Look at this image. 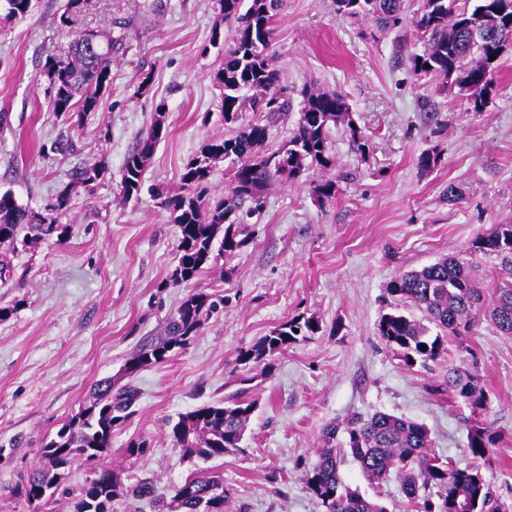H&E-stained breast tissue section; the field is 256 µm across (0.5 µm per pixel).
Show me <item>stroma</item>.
Masks as SVG:
<instances>
[{
	"instance_id": "35a3bbf8",
	"label": "stroma",
	"mask_w": 512,
	"mask_h": 512,
	"mask_svg": "<svg viewBox=\"0 0 512 512\" xmlns=\"http://www.w3.org/2000/svg\"><path fill=\"white\" fill-rule=\"evenodd\" d=\"M26 17L0 26V191L33 209L52 201L73 172L102 163L93 190L73 188L60 217L66 228L19 250L0 276V512H72L91 476L82 461L66 472L54 502L32 507L12 489L40 461V450L76 414L96 381L118 377L141 340L160 333L190 293L226 297L191 344L133 377V415L112 435L118 483L114 512H154L127 497L141 480L163 489L207 470L224 479L230 512H323L304 474L325 427L354 414L385 412L424 423L435 452L480 469L494 495L512 502V336L479 318L467 350L449 346L430 368L403 365L377 334L387 283L446 255H468L484 287L496 286L500 260L468 254L479 234L512 224V50L499 62L490 103L470 112L456 90L410 71L422 40L405 0L401 21L383 29L336 12L334 0H283L270 48L290 89L314 84L345 95L370 140L354 149L343 126L330 129L335 200L319 203L308 184L267 190L256 239L190 283L173 286L177 227L149 194H119L127 153L156 108L169 134L144 172L146 184L178 191L184 164L209 139L227 135L213 76L230 34L214 0H88L75 27L61 21L68 0H34ZM124 39L112 85L98 112L71 128L46 104V58H67L74 29ZM147 89H140V82ZM431 108H423V101ZM71 139L73 151H57ZM437 149L433 171L419 156ZM456 185L459 203L444 191ZM315 318L320 329L258 364L238 354L274 327ZM476 375L487 405L436 394L449 369ZM246 392L257 408L238 450L202 460L168 432L180 414ZM495 438L472 457V426ZM149 438L139 456L127 443ZM344 482L379 498L388 512H410L397 480L370 483L345 460Z\"/></svg>"
}]
</instances>
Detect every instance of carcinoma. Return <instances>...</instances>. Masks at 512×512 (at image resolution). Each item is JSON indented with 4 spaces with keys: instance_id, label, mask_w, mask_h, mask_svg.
I'll return each instance as SVG.
<instances>
[{
    "instance_id": "1",
    "label": "carcinoma",
    "mask_w": 512,
    "mask_h": 512,
    "mask_svg": "<svg viewBox=\"0 0 512 512\" xmlns=\"http://www.w3.org/2000/svg\"><path fill=\"white\" fill-rule=\"evenodd\" d=\"M335 2L338 14L370 18L386 28L401 20L404 0ZM32 4L33 0H0V22L27 16ZM216 5L221 21L233 29V37L215 81L222 90L224 124L237 129L229 137L200 146L184 166L178 192L156 194L159 207L169 213L178 229V264L171 275L176 286L198 279L216 256L230 257L254 240L257 228L250 219L263 208L268 188L300 183L310 171L336 165L330 127L345 126L360 153L369 148L344 96L317 88L303 89L299 119L288 141L275 150L265 148L271 127L288 115L292 105L288 86L269 53L282 0H216ZM414 24L421 33L423 50L410 58L413 73L436 82L440 93L458 88L470 111H483L492 92L496 63L506 44H512V0H420ZM94 38L97 47L90 48L85 39L75 37L65 60L50 59L44 65L48 108L77 127L98 111L112 83V64L122 49L121 40L110 34L96 33ZM246 112H260L263 119L244 123ZM167 134L165 112L158 108L148 133L125 158L120 181L124 199L141 194L145 169ZM220 160L231 164L230 183L223 192L212 194L210 176ZM105 172L100 164L78 168L73 182L40 210L19 204L9 191L0 192V267L9 266L7 255L19 244L61 237L65 228L58 214L67 209L72 187H88ZM311 192L317 200L328 202L336 197V182L313 181ZM468 251L500 257L504 278L496 287H481L472 264L458 256L441 257L388 282L385 301L389 311L381 315L377 333L404 365L425 367L436 362L447 354L450 340L468 349L464 337L481 315L499 332L512 335V224H499L477 236ZM223 303L224 299L214 300L203 292L187 295L167 318L163 332L142 341L125 364L124 375L132 377L140 368L185 349L205 319ZM410 309L420 316L408 313ZM318 330L311 318L283 323L240 352V362L258 363ZM435 391L461 398L475 411L482 409L485 400L474 376L458 369L448 372L445 387ZM136 398L137 391L129 383L117 388L110 378L99 381L79 412L41 448L42 463L16 488L17 495L36 502L44 490L56 492L64 471L81 459L92 469V476L83 485L73 512H112L117 496V482L108 465L112 434L133 414ZM254 410L255 403L238 394L182 414L171 434L190 457H222L240 448ZM493 444L483 428L470 429L472 456H484ZM347 455L373 484L396 477L413 512H512L511 505L493 495L477 468H461L435 455L424 424L386 413L367 419L353 416L324 429L322 445L306 471V487L324 512H387L379 499L342 481L339 467ZM216 489H224L223 478L199 475L176 487L169 501L149 481L137 484L130 493L154 496L158 512H227L228 495L216 496Z\"/></svg>"
}]
</instances>
